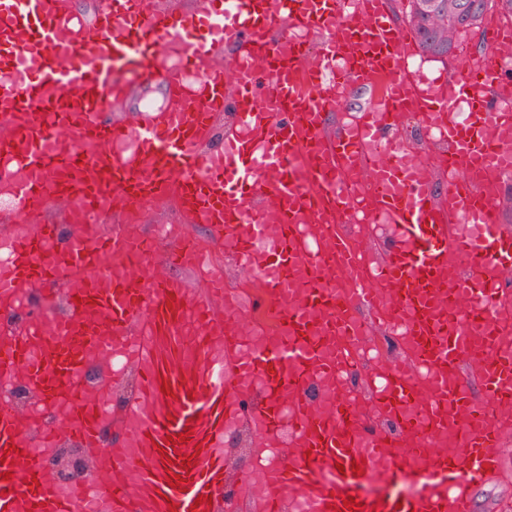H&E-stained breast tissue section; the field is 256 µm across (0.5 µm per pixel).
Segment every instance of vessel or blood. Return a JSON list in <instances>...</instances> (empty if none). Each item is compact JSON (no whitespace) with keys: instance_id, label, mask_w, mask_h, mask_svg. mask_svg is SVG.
<instances>
[{"instance_id":"vessel-or-blood-1","label":"vessel or blood","mask_w":512,"mask_h":512,"mask_svg":"<svg viewBox=\"0 0 512 512\" xmlns=\"http://www.w3.org/2000/svg\"><path fill=\"white\" fill-rule=\"evenodd\" d=\"M300 30L312 35L304 51L289 43ZM166 44L180 48V68L161 61ZM227 45L237 48L229 67L185 84L184 72L203 69ZM259 54L271 63L267 72L251 66ZM22 58L29 72L0 89V154L32 177L13 186L22 208L7 229L13 259L0 276V309H14L20 291L37 285L45 303L62 301L66 310L30 317L20 334L0 340V371L28 392L27 404L0 409V512H91L95 501L105 512H224L220 442L240 423V396L251 401L248 429L262 445L278 436L279 398L289 387L301 393V443L262 483L243 472L253 512H286L292 498L309 512H349L347 499L359 512H471L474 490L501 474L506 445L483 416L492 405L512 404V357L499 356L496 345L512 335V235L495 199L477 185L486 168L512 178V88L498 68L471 58L435 75L417 70L412 34L394 23L387 0H201L180 12L163 0H97L87 19L74 0H0V68ZM305 58L311 64L301 79ZM152 85L162 88L164 105L143 111L130 131L117 103ZM365 86L373 100L327 134L329 113ZM189 99L196 111H186ZM412 100L424 124L441 123L448 186L440 197L411 146L391 134ZM227 112L232 126L216 152L208 146L214 119ZM490 120L501 130L493 142L482 134ZM129 137L133 153L114 154L113 143ZM353 166L364 191L343 177ZM175 180L178 223L192 227L205 214L208 232L234 242L240 264L273 294L272 318L288 329L283 340L267 342L261 318L246 351L215 334L222 317L211 301L212 278L193 288L171 276L183 254L161 252L160 241L147 237L131 244L101 205L116 194L159 208ZM73 198L85 201V220L59 253L55 233ZM326 208L359 214L361 223L330 225L325 249L306 261L298 220ZM381 222L393 226L394 241L377 264V284L339 299L324 267L369 262L368 254L350 253L349 239L361 224ZM102 223L111 224L109 236L97 234ZM274 224L276 245L255 250ZM128 253L132 267L113 266V256ZM452 255L462 274L447 289L440 275ZM304 263L310 286L300 304H288ZM73 269L81 278L55 289ZM487 300L494 312L485 310ZM441 304L454 308L453 322L438 318ZM392 305L414 348L387 367L377 403L389 420L435 441L426 455L398 434L372 432L344 401L321 406L303 395L309 368L336 370L317 335L346 324L352 306L393 331ZM476 336L486 354L474 376L463 354ZM114 349L128 353L132 406L116 421L125 444L110 450L92 423L97 402L78 382L92 360ZM419 366L436 379L438 400L428 407L415 401ZM44 402L83 407L85 420L66 424L84 447L96 499L79 485L62 493L30 447L34 407ZM444 434L447 445L437 444ZM377 475L409 479L415 489L366 490Z\"/></svg>"}]
</instances>
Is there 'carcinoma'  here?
<instances>
[{
	"label": "carcinoma",
	"mask_w": 512,
	"mask_h": 512,
	"mask_svg": "<svg viewBox=\"0 0 512 512\" xmlns=\"http://www.w3.org/2000/svg\"><path fill=\"white\" fill-rule=\"evenodd\" d=\"M483 3L484 0H405L402 12L410 19L420 52L441 60L451 52L457 27H474L496 9L512 16V0H497L488 8Z\"/></svg>",
	"instance_id": "obj_1"
}]
</instances>
